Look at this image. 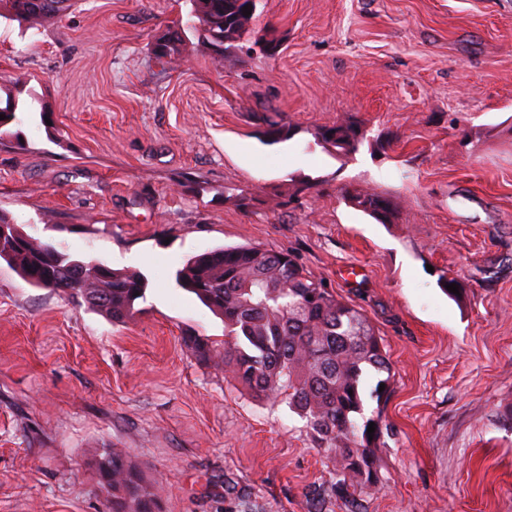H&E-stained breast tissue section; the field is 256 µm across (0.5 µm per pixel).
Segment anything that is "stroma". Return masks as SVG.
<instances>
[{"mask_svg":"<svg viewBox=\"0 0 512 512\" xmlns=\"http://www.w3.org/2000/svg\"><path fill=\"white\" fill-rule=\"evenodd\" d=\"M187 11L75 0L38 29L0 18V93L24 112L22 144H0V210L146 281L116 325L0 264V512H109L91 467L105 448L162 485L163 512H347L313 496L335 474L305 420L184 342H223L224 322L176 270L236 245L294 251L380 333L391 380L365 399L382 445L364 512H512V0H259L252 26L279 54L193 39L158 65ZM263 112L292 138L267 143ZM348 118L359 151L317 143ZM348 190L388 195L395 221ZM191 28L179 24L168 28L155 40L152 48L154 59L164 65L176 58L185 57L190 41L187 31L190 32Z\"/></svg>","mask_w":512,"mask_h":512,"instance_id":"1","label":"stroma"}]
</instances>
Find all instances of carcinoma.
I'll return each instance as SVG.
<instances>
[{
	"mask_svg": "<svg viewBox=\"0 0 512 512\" xmlns=\"http://www.w3.org/2000/svg\"><path fill=\"white\" fill-rule=\"evenodd\" d=\"M200 23L199 39L215 55L250 38L249 17L238 0H189ZM74 0H0V16L16 18L32 28L64 14ZM191 27L176 25L156 40L153 56L160 64L183 57ZM0 140L20 142L10 126L21 124L17 105H0ZM265 140L278 143L292 131L280 114L259 116ZM318 142L338 153H351L363 140L361 124L345 120L324 126ZM362 211L378 222L395 216L391 199L378 192L352 196ZM13 243L0 246L5 262L26 283L81 298L93 310L126 323L144 298L146 283L136 273L113 270L72 257L62 248L15 229ZM179 287L193 293L224 319V346L200 336L188 345L196 359L223 364L229 377L260 398L288 399L307 420L315 447L330 454L336 481L329 492L344 500L349 512H362L354 490L378 484L376 451L380 432L367 434L372 419L364 415V384L370 372L390 373L382 338L366 312L338 298L289 250L238 245L215 248L187 260L175 274ZM98 484L112 494V512H161L164 491L144 481L132 458L113 448L95 456Z\"/></svg>",
	"mask_w": 512,
	"mask_h": 512,
	"instance_id": "1",
	"label": "carcinoma"
}]
</instances>
